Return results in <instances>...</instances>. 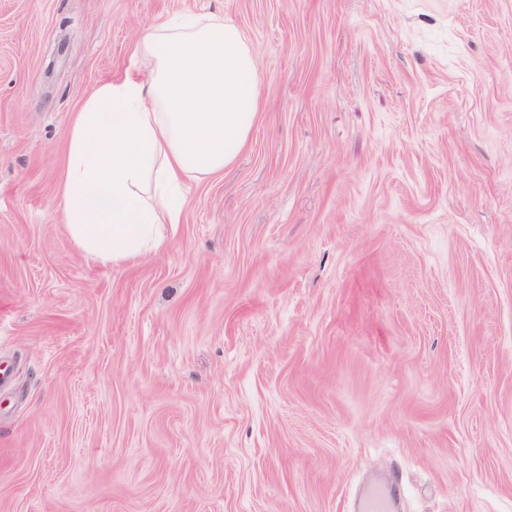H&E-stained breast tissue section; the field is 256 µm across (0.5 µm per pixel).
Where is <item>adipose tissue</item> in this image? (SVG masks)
I'll return each mask as SVG.
<instances>
[{
	"mask_svg": "<svg viewBox=\"0 0 512 512\" xmlns=\"http://www.w3.org/2000/svg\"><path fill=\"white\" fill-rule=\"evenodd\" d=\"M141 55L148 80H108L78 113L59 186L73 244L106 266L157 254L186 182L231 165L258 116L257 60L236 24L180 14Z\"/></svg>",
	"mask_w": 512,
	"mask_h": 512,
	"instance_id": "adipose-tissue-1",
	"label": "adipose tissue"
}]
</instances>
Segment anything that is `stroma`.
<instances>
[{
    "instance_id": "stroma-1",
    "label": "stroma",
    "mask_w": 512,
    "mask_h": 512,
    "mask_svg": "<svg viewBox=\"0 0 512 512\" xmlns=\"http://www.w3.org/2000/svg\"><path fill=\"white\" fill-rule=\"evenodd\" d=\"M177 12L258 120L164 250L57 195L75 113ZM0 512H512V0H0Z\"/></svg>"
}]
</instances>
